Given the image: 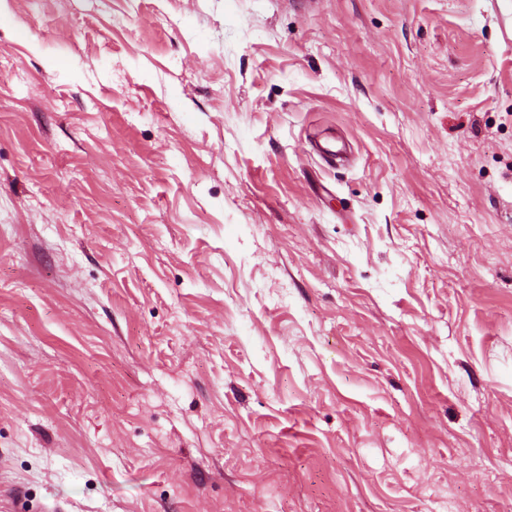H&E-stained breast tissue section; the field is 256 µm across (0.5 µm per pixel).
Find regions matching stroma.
<instances>
[{"label":"stroma","instance_id":"1","mask_svg":"<svg viewBox=\"0 0 512 512\" xmlns=\"http://www.w3.org/2000/svg\"><path fill=\"white\" fill-rule=\"evenodd\" d=\"M53 506L512 512V0H0V512Z\"/></svg>","mask_w":512,"mask_h":512}]
</instances>
